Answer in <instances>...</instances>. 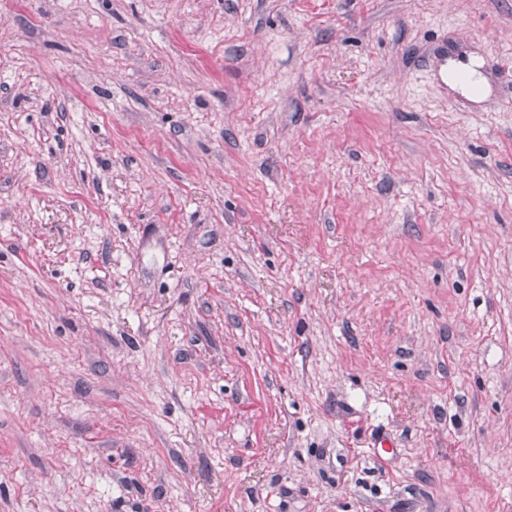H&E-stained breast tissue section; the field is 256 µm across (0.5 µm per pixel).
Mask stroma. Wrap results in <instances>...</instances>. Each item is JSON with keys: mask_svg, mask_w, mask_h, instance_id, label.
<instances>
[{"mask_svg": "<svg viewBox=\"0 0 512 512\" xmlns=\"http://www.w3.org/2000/svg\"><path fill=\"white\" fill-rule=\"evenodd\" d=\"M509 58L512 0H0V512H512Z\"/></svg>", "mask_w": 512, "mask_h": 512, "instance_id": "stroma-1", "label": "stroma"}]
</instances>
